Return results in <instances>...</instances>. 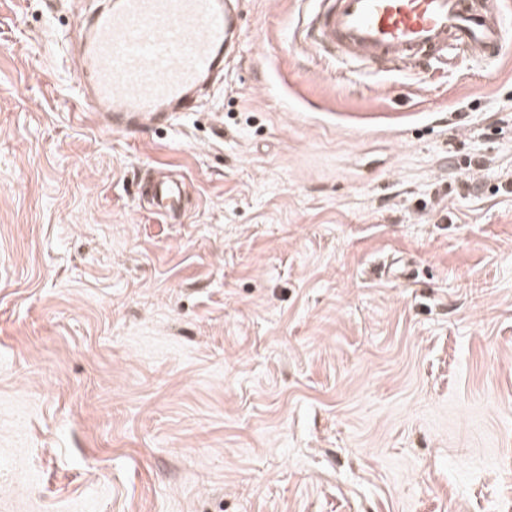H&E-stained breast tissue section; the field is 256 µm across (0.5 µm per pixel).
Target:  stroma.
Listing matches in <instances>:
<instances>
[{"label": "stroma", "instance_id": "obj_1", "mask_svg": "<svg viewBox=\"0 0 512 512\" xmlns=\"http://www.w3.org/2000/svg\"><path fill=\"white\" fill-rule=\"evenodd\" d=\"M307 10L115 133L72 0H0V512H512V57L334 70ZM182 187V180L163 177L143 184L140 193L149 198L153 213L167 221L179 215Z\"/></svg>", "mask_w": 512, "mask_h": 512}]
</instances>
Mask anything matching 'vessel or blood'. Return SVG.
Returning <instances> with one entry per match:
<instances>
[{
    "label": "vessel or blood",
    "mask_w": 512,
    "mask_h": 512,
    "mask_svg": "<svg viewBox=\"0 0 512 512\" xmlns=\"http://www.w3.org/2000/svg\"><path fill=\"white\" fill-rule=\"evenodd\" d=\"M305 42L328 59L411 69L460 47L495 66L512 49L502 0H313ZM242 0H105L78 43L79 98L115 131L170 127L239 55ZM182 180L143 184L154 214L175 219Z\"/></svg>",
    "instance_id": "b4317fda"
}]
</instances>
